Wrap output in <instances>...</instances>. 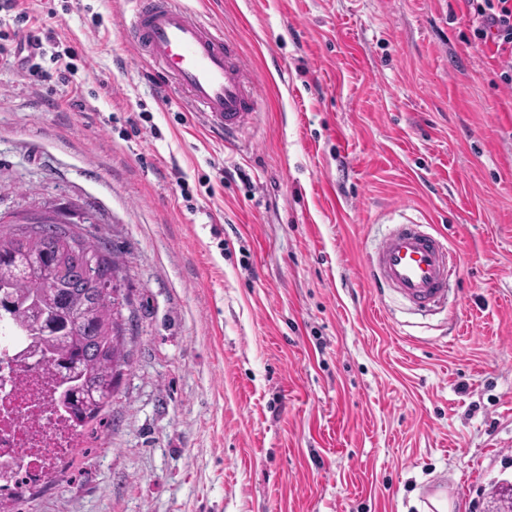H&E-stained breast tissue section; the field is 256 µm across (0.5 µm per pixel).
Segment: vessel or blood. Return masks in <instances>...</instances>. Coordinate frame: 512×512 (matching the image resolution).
<instances>
[{"label": "vessel or blood", "mask_w": 512, "mask_h": 512, "mask_svg": "<svg viewBox=\"0 0 512 512\" xmlns=\"http://www.w3.org/2000/svg\"><path fill=\"white\" fill-rule=\"evenodd\" d=\"M126 43L183 92L194 112L226 138L256 118L261 76L249 69L219 28L178 0H127ZM394 227L368 260L373 286L429 311L448 299L456 257L443 234L397 210Z\"/></svg>", "instance_id": "obj_1"}]
</instances>
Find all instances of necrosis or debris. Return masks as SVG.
<instances>
[{
  "label": "necrosis or debris",
  "instance_id": "obj_1",
  "mask_svg": "<svg viewBox=\"0 0 512 512\" xmlns=\"http://www.w3.org/2000/svg\"><path fill=\"white\" fill-rule=\"evenodd\" d=\"M22 347L21 337L1 325L0 382L12 385L13 394L9 416L0 418V463L11 462L15 476L0 479V493L42 480L72 446L69 423L54 406L52 374L23 366L16 357Z\"/></svg>",
  "mask_w": 512,
  "mask_h": 512
}]
</instances>
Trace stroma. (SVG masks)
<instances>
[{
  "mask_svg": "<svg viewBox=\"0 0 512 512\" xmlns=\"http://www.w3.org/2000/svg\"><path fill=\"white\" fill-rule=\"evenodd\" d=\"M263 77L227 143L123 35L125 0L0 11V217L119 257L126 370L0 512H495L512 483V89L462 0H182ZM54 16H47V9ZM53 30L30 76L19 36ZM408 207L457 254L422 315L369 284Z\"/></svg>",
  "mask_w": 512,
  "mask_h": 512,
  "instance_id": "35a3bbf8",
  "label": "stroma"
}]
</instances>
